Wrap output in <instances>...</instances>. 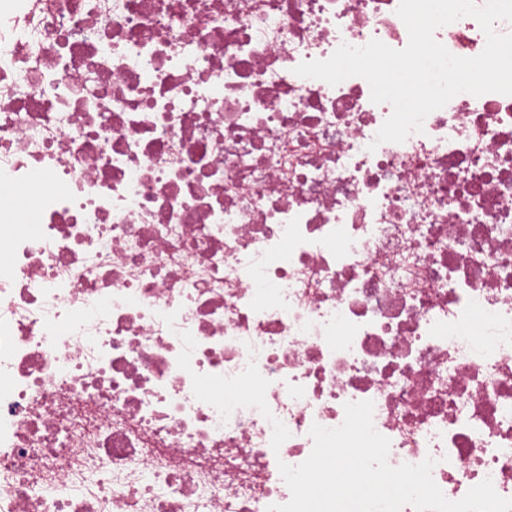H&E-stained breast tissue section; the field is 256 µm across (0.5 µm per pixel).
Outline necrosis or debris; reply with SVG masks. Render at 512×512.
I'll list each match as a JSON object with an SVG mask.
<instances>
[{
	"label": "necrosis or debris",
	"mask_w": 512,
	"mask_h": 512,
	"mask_svg": "<svg viewBox=\"0 0 512 512\" xmlns=\"http://www.w3.org/2000/svg\"><path fill=\"white\" fill-rule=\"evenodd\" d=\"M398 5L0 0V512H267L365 400L390 465L512 498V96L377 145L365 79L294 72ZM251 362L270 416L195 398Z\"/></svg>",
	"instance_id": "1"
}]
</instances>
